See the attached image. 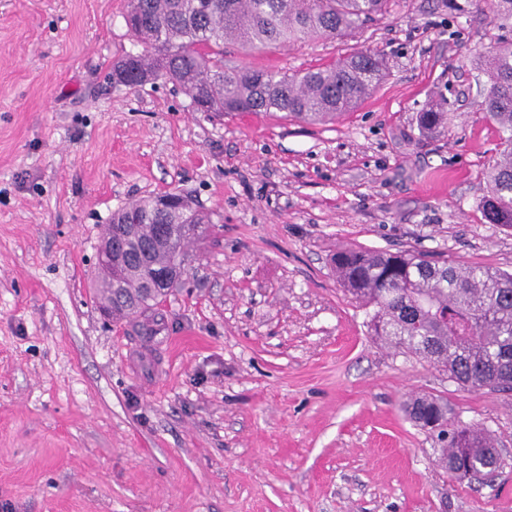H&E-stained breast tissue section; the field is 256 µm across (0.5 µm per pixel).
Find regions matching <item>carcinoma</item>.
I'll use <instances>...</instances> for the list:
<instances>
[{"label": "carcinoma", "mask_w": 512, "mask_h": 512, "mask_svg": "<svg viewBox=\"0 0 512 512\" xmlns=\"http://www.w3.org/2000/svg\"><path fill=\"white\" fill-rule=\"evenodd\" d=\"M389 0H128L126 25L142 50L119 61L115 83L129 88L164 77L178 86L195 112H284L320 123L351 111L384 78L376 52L288 74L224 69V45L246 51L306 38L345 36L382 15ZM487 92L479 105L496 125L501 149L489 164L481 201L489 224L512 229V37L499 36L474 57ZM446 113L419 115L424 131L447 123ZM155 198L112 213L106 233L126 235L118 271L98 263L93 297L115 319L134 321L182 282L150 291L154 272L187 261L185 247L200 239L209 215L192 203L157 210ZM336 278L353 300L372 310V335L428 360L470 389L512 391V272L462 266L410 251L343 250ZM409 419L437 433L440 464L459 478L491 480L505 465L490 435L452 422L448 401L418 396Z\"/></svg>", "instance_id": "carcinoma-1"}]
</instances>
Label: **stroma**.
Here are the masks:
<instances>
[{
    "mask_svg": "<svg viewBox=\"0 0 512 512\" xmlns=\"http://www.w3.org/2000/svg\"><path fill=\"white\" fill-rule=\"evenodd\" d=\"M457 3L225 45L226 68L291 74L382 54L374 92L312 125L195 112L162 78L114 85L139 50L127 0H0V512H512V392L375 340L332 262L406 250L512 270V229L479 207L500 137L474 52L501 18ZM435 103L448 126L422 131ZM174 190L212 222L146 342L91 283L113 212ZM416 395L491 434L494 483L437 467L401 408Z\"/></svg>",
    "mask_w": 512,
    "mask_h": 512,
    "instance_id": "1",
    "label": "stroma"
}]
</instances>
